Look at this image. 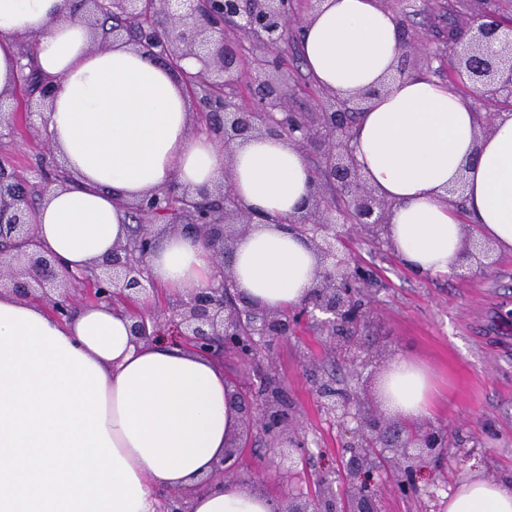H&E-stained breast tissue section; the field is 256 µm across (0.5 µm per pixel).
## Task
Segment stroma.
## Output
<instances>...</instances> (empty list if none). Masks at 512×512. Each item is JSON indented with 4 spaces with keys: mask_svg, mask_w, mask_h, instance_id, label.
Segmentation results:
<instances>
[{
    "mask_svg": "<svg viewBox=\"0 0 512 512\" xmlns=\"http://www.w3.org/2000/svg\"><path fill=\"white\" fill-rule=\"evenodd\" d=\"M448 0H386L398 23L422 44L419 69L447 81L450 59L435 37ZM283 89L305 112L317 109L318 85L303 64L301 42H289L281 57ZM47 131L20 124L0 134V162L8 164L28 188L41 189L45 177L60 171L45 155ZM355 263L378 278L373 308L358 327L356 341L372 349L371 362L350 374L349 359L330 353L315 323L300 326L276 345L262 370L234 353H225L228 385L257 403L261 373L280 384L286 408L296 416L310 451L294 476L265 438L252 434L243 443L238 473L248 489L269 498L309 495L316 480L341 470L348 434L318 399L315 379L331 377L362 402L378 407L375 382L389 359L403 354L425 364L433 375L430 424L445 429L447 451L421 462L420 491L403 497L391 491L386 475H376L379 512H441V501L459 481L482 474L512 484V255L498 253L491 266L465 276L420 277L406 269L387 247L354 237L347 242Z\"/></svg>",
    "mask_w": 512,
    "mask_h": 512,
    "instance_id": "obj_1",
    "label": "stroma"
}]
</instances>
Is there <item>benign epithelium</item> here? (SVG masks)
Instances as JSON below:
<instances>
[{"mask_svg":"<svg viewBox=\"0 0 512 512\" xmlns=\"http://www.w3.org/2000/svg\"><path fill=\"white\" fill-rule=\"evenodd\" d=\"M89 24L102 23V12L122 21L105 32V37L125 40L151 55L178 65L187 56L195 57L200 70L187 82L193 110L205 115L213 136L231 145L265 134H274L319 159L313 191L290 227L301 232L311 244L319 269L305 300L283 312L263 307L233 292L231 263L241 234L254 223V215L233 195L230 185L212 190L170 187L154 191L127 203V209L141 217L133 232L137 248L125 241L112 253L95 262L78 279L63 271L58 261L45 254L37 241L32 221L30 191L15 171L0 164V290L24 299L39 297L62 319L70 315L76 294L72 283L87 285L95 302L115 304L142 296L151 285L148 258L157 239L178 230L201 233L214 249L215 282L187 298L179 295L168 301L167 310L179 318L172 335L182 336L194 349L212 357L231 351L241 359L256 360L263 350L294 334L303 321H311L327 332L325 344L348 349L338 329L360 324L366 314L360 299L365 271L353 263L345 239L348 226L336 224L338 212L360 233L386 242L385 229L391 205L368 186L353 153V114L364 109L370 98L359 93L344 98L319 89L320 111L300 112L281 91V66L269 53L288 44L293 0H81ZM471 26L458 33L448 32V54L453 58L449 74L454 81H468L479 99L494 102L512 111V25L503 26L493 14H475ZM235 25L254 46L266 51L255 62L268 74L263 93L252 105L235 103L227 89L244 78L238 54L224 39V28ZM400 69L417 66L418 48L401 38ZM57 86L42 82L37 99L28 107L46 108ZM493 247L473 236L463 245L461 269L488 264ZM159 322L142 317L132 326L133 335L147 339L157 335ZM321 405L342 421L351 416L350 398L344 391L322 385ZM242 432L253 427L282 446L281 466L293 471L306 455L307 442L300 425L288 416L279 386L264 379L262 402L254 408L238 405ZM356 426L342 448L345 477L341 492L336 478H319L320 492L306 498L274 501L271 512H377L372 491L374 474L392 473L394 492L409 496L418 491L417 467L429 456L442 454L446 434L426 425L392 437V424L364 414L354 416ZM394 455H386V449ZM238 446L228 444L224 456L214 462L212 471L226 476L235 469Z\"/></svg>","mask_w":512,"mask_h":512,"instance_id":"obj_1","label":"benign epithelium"}]
</instances>
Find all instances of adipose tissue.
Listing matches in <instances>:
<instances>
[{
  "instance_id": "1",
  "label": "adipose tissue",
  "mask_w": 512,
  "mask_h": 512,
  "mask_svg": "<svg viewBox=\"0 0 512 512\" xmlns=\"http://www.w3.org/2000/svg\"><path fill=\"white\" fill-rule=\"evenodd\" d=\"M35 44V73L57 91L46 121L70 179L35 213L41 247L65 270H88L130 233L126 202L168 186L229 182L266 216L236 246L235 285L259 305H299L317 270L309 242L286 221L314 173L279 136L236 144L192 132L187 75L123 42L95 45L76 0H0V94L18 85L17 39ZM318 86L372 91L353 146L374 192L392 203L388 237L410 269L453 273L464 226L448 189L464 186L475 232L512 254V112L481 135L474 109L420 74L394 79L398 23L377 0H322L304 30ZM153 283L187 296L208 287L213 252L170 233L148 260ZM130 313L107 304L60 321L33 299L0 292V512H158L159 490H192V512H269L268 499L228 485L195 491L240 415L222 366L156 337L133 336ZM388 410L409 425L431 415L428 367L396 357L385 376ZM444 512H512V487L475 475Z\"/></svg>"
}]
</instances>
